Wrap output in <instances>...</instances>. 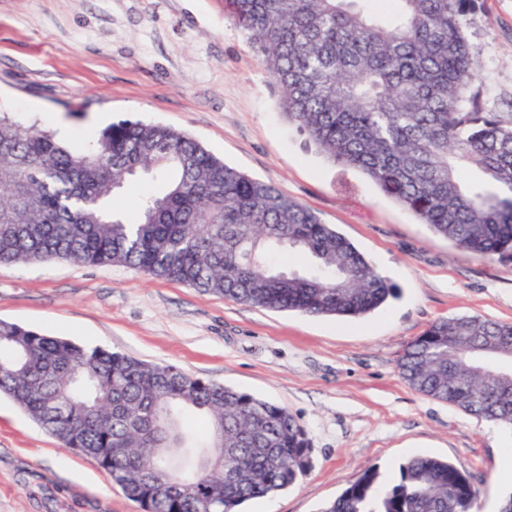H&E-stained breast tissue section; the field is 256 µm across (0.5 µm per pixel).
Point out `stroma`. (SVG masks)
I'll use <instances>...</instances> for the list:
<instances>
[{"label": "stroma", "instance_id": "35a3bbf8", "mask_svg": "<svg viewBox=\"0 0 512 512\" xmlns=\"http://www.w3.org/2000/svg\"><path fill=\"white\" fill-rule=\"evenodd\" d=\"M463 30L482 111L512 114V0H478ZM75 145L100 113L189 133L333 225L396 289L352 318L273 311L115 264L0 266V319L181 370L284 407L312 467L244 512H321L364 468L395 482L414 456L452 462L496 512L512 431L408 386L398 363L434 321L512 323V262L456 249L292 124L224 0H0V113ZM0 512H141L92 460L0 395Z\"/></svg>", "mask_w": 512, "mask_h": 512}]
</instances>
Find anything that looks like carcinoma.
<instances>
[{
	"label": "carcinoma",
	"mask_w": 512,
	"mask_h": 512,
	"mask_svg": "<svg viewBox=\"0 0 512 512\" xmlns=\"http://www.w3.org/2000/svg\"><path fill=\"white\" fill-rule=\"evenodd\" d=\"M225 0L288 119L334 163L360 169L439 237L512 261V115L472 93L463 32L477 0ZM477 180L466 185L460 169ZM165 189L127 218L137 178ZM272 253L304 258L276 266ZM122 264L239 303L359 317L396 288L346 238L189 134L122 120L76 147L0 113V265ZM415 390L512 426V324L432 323L399 360ZM0 393L63 447L93 460L142 512H240L311 467L306 430L283 407L173 365H148L0 320ZM368 467L321 512H472L471 478L415 457L383 488Z\"/></svg>",
	"instance_id": "1"
}]
</instances>
